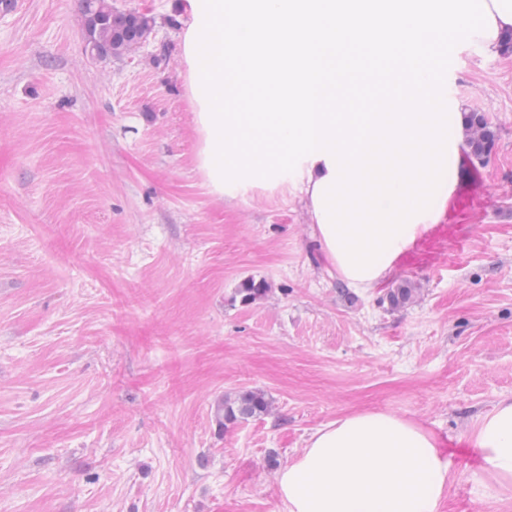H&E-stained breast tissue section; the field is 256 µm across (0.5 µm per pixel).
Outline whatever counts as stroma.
Returning a JSON list of instances; mask_svg holds the SVG:
<instances>
[{
	"label": "stroma",
	"mask_w": 512,
	"mask_h": 512,
	"mask_svg": "<svg viewBox=\"0 0 512 512\" xmlns=\"http://www.w3.org/2000/svg\"><path fill=\"white\" fill-rule=\"evenodd\" d=\"M113 3L155 28L99 60L80 0L0 8V512H286L280 468L361 411L439 440V512H512L471 446L512 396V56L453 50L448 99L497 144L449 157L470 211L400 257L394 310L328 274L298 195L210 194L175 4ZM249 278L270 291L246 305ZM247 390L270 412L219 428ZM496 141V131L483 112L469 110L464 114V142L472 159L479 163L487 161Z\"/></svg>",
	"instance_id": "stroma-1"
}]
</instances>
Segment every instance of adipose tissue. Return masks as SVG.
<instances>
[{"instance_id": "ef3b65f1", "label": "adipose tissue", "mask_w": 512, "mask_h": 512, "mask_svg": "<svg viewBox=\"0 0 512 512\" xmlns=\"http://www.w3.org/2000/svg\"><path fill=\"white\" fill-rule=\"evenodd\" d=\"M441 219L431 212L394 242L373 278L345 272L336 253L317 241L330 274L349 287H383L395 261ZM482 468L501 484H512V397L483 415L473 435ZM450 461L433 434L420 424L387 412L345 415L310 434L302 453L277 476L287 512H438L448 485Z\"/></svg>"}]
</instances>
